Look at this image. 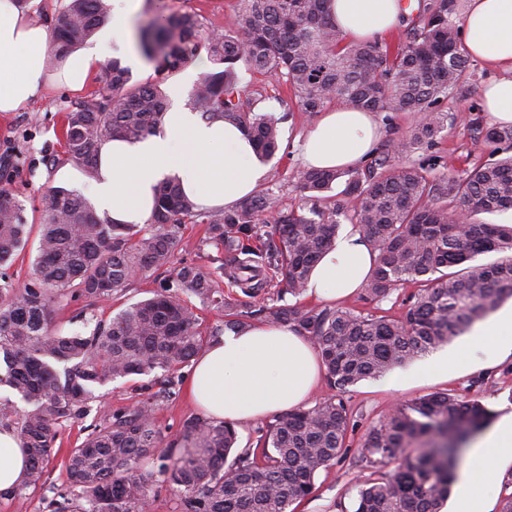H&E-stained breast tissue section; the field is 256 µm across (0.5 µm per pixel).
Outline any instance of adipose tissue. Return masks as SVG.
Masks as SVG:
<instances>
[{
  "label": "adipose tissue",
  "mask_w": 512,
  "mask_h": 512,
  "mask_svg": "<svg viewBox=\"0 0 512 512\" xmlns=\"http://www.w3.org/2000/svg\"><path fill=\"white\" fill-rule=\"evenodd\" d=\"M145 0H112V26L101 40L126 63L142 66L131 24ZM331 14L348 40L376 39L400 15L399 0H332ZM462 49L498 75L482 89L485 110L496 125H512V0H469L461 27ZM53 32L0 0V112H15L48 83L45 56ZM381 136L373 113L352 106L320 112L301 146L305 167L349 168L365 158ZM267 168L251 139L223 120L206 121L181 108L166 113L161 127L131 143L106 142L94 182L97 214L113 224L149 223L154 189L166 177L180 179L204 209L233 206L253 196ZM376 254L353 227L344 228L313 269L307 294L333 301L365 287ZM464 350L430 356L398 377L408 385L444 380L463 363ZM324 366L317 351L294 329L259 324L228 333L202 351L188 382L191 401L210 421L231 424L302 406ZM512 462V415L486 431L459 474L453 512H488L483 488L502 464ZM28 463L13 433L0 430V492L20 485Z\"/></svg>",
  "instance_id": "ef3b65f1"
}]
</instances>
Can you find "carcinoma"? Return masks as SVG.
Masks as SVG:
<instances>
[{
	"instance_id": "1",
	"label": "carcinoma",
	"mask_w": 512,
	"mask_h": 512,
	"mask_svg": "<svg viewBox=\"0 0 512 512\" xmlns=\"http://www.w3.org/2000/svg\"><path fill=\"white\" fill-rule=\"evenodd\" d=\"M461 2L427 0L416 16H402L404 40L395 48L347 41L329 15V0H237L233 31L204 35L191 12L140 28L141 52L162 75L203 49L222 66L200 78L190 106L204 120L243 128L264 159L279 151L284 117L261 107L268 98L261 90L242 96L241 62L282 79L298 111L310 116L336 102L411 112L417 120L364 166L300 171L303 203L296 208L282 207L279 194L267 189L230 209L203 211L170 178L157 187L151 223L141 227L103 221L84 195L52 187L43 197L34 279L22 288L6 270L33 225L1 188L0 386L29 406L20 412L11 399L0 402V422L15 429L29 458L26 480L9 495L21 498L45 484L56 427L87 413L96 387L159 370L169 377L158 391L105 414L104 424L72 449L66 470L78 494L57 492L54 512H144L163 486L178 497L181 512H295L314 493L315 477L349 456L359 481L351 507L340 503V512H441L463 445L494 416L475 396L453 389L423 395L378 418L356 441L351 408L332 395L266 423L247 448L237 447L234 426L200 417L185 420L164 448L155 410L176 395L171 372L256 317L305 336L329 386L344 393L451 342L512 297V224L477 219L512 210V126L470 119L490 159L461 176L442 156L410 159L460 119L441 104L471 79L460 45ZM110 20L107 0H67L51 18L50 62L64 61ZM104 71L105 86L63 120L65 152L90 179L98 176L103 143L140 140L167 112L160 85H129V70L118 60ZM339 182V197L329 195ZM342 218L377 252L361 299L381 302L411 286L400 314L289 302L305 292ZM185 224L206 225L205 241L224 254L222 270L240 295L224 293L210 273L184 264L152 297L89 336L56 327L58 300L70 296L90 308L119 299L135 280L170 265ZM252 240L261 248H251ZM490 253L498 258L476 262ZM270 288L276 298L269 305ZM192 297L216 313L214 325L201 327ZM150 456L161 464L146 470L141 461Z\"/></svg>"
}]
</instances>
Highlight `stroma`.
Returning a JSON list of instances; mask_svg holds the SVG:
<instances>
[{
  "instance_id": "35a3bbf8",
  "label": "stroma",
  "mask_w": 512,
  "mask_h": 512,
  "mask_svg": "<svg viewBox=\"0 0 512 512\" xmlns=\"http://www.w3.org/2000/svg\"><path fill=\"white\" fill-rule=\"evenodd\" d=\"M192 11L198 14L205 30H221L233 25L236 0H146L141 22L164 18L173 12ZM473 73L470 84L455 92L442 104L444 110L464 115L474 113L482 106L481 89L492 79L478 60H470ZM240 87L243 94H250L257 86H265L271 97L270 107L284 105L290 113L281 125V146L277 155L268 162L266 187L279 193L283 205L297 204L299 194L295 189L296 175L302 168L300 140L313 121L296 112L293 93L275 77L263 76L246 67H239ZM51 81L44 94L16 112H0V188H8L16 194L25 208L29 223H38L42 210V193L56 183V174L62 167H69L71 175L65 181L68 189L91 195L93 182L78 168L70 166L59 137L61 112L82 100L86 93L102 88L106 81L104 70L92 74L85 88L73 91L59 85L56 68H48ZM432 154L447 159L452 173L459 174L472 167L482 158V148L473 138L466 123L445 129L431 149ZM204 227L186 225L182 243L171 267L151 272L139 279L119 300L99 303L93 319H85L83 304L65 300L55 307V323L66 333L91 334L97 321L111 319L130 304L149 298L159 280L174 276L182 264H195L205 271L216 268L212 258L213 247L203 242ZM392 373L374 379H365L349 387L345 401L359 413L357 434H364L379 416L396 404L404 403L436 390L454 389L460 393L478 397L496 415L512 413V352H499L487 347L471 353L461 370L448 379L421 381L408 386L392 384ZM159 377L134 376L117 380L99 387L98 399L93 402L86 416L62 422L58 428L53 451L47 464L46 489L30 490L25 501L0 496V512H54V489L67 485L66 457L72 448L80 445L95 425L102 423L103 414L131 404L135 396H147L158 391ZM356 473L348 463H340L321 472L315 479L312 497L301 503L296 512H338V503H351Z\"/></svg>"
}]
</instances>
